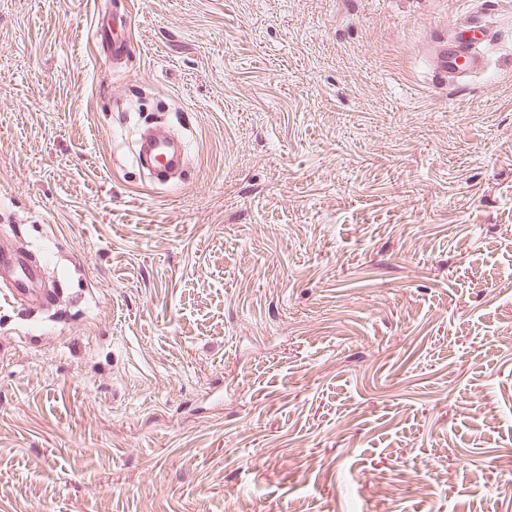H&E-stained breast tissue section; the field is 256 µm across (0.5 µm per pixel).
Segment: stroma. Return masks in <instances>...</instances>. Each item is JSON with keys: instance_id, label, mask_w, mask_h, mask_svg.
<instances>
[{"instance_id": "obj_1", "label": "stroma", "mask_w": 512, "mask_h": 512, "mask_svg": "<svg viewBox=\"0 0 512 512\" xmlns=\"http://www.w3.org/2000/svg\"><path fill=\"white\" fill-rule=\"evenodd\" d=\"M1 251L0 512H512V0H0ZM466 32L470 35L466 36ZM490 36L489 28L483 25L463 32L448 27V35L439 41V79L446 82L451 76L478 68L482 63L478 47ZM138 159L160 160L154 166L158 178L163 177L170 169L183 165L185 160L184 145L181 139L173 134H151L142 136L137 147ZM3 271L15 273V288L8 295L13 300L18 297H26L39 305H46L57 288H30L37 276L36 268L18 263L9 253L0 254V277Z\"/></svg>"}]
</instances>
